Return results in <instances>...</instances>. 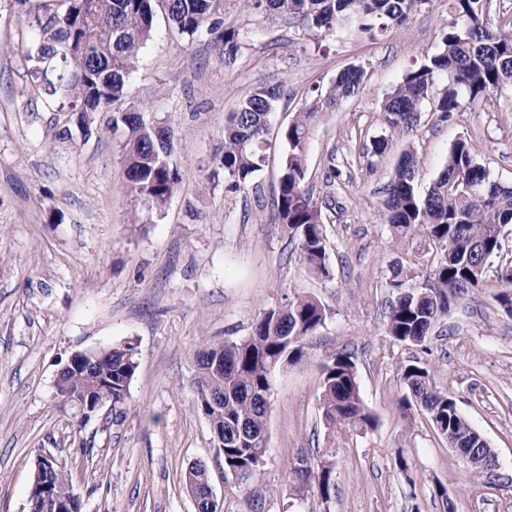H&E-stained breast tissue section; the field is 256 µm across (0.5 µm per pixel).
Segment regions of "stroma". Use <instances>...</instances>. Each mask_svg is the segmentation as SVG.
<instances>
[{
    "label": "stroma",
    "instance_id": "obj_1",
    "mask_svg": "<svg viewBox=\"0 0 512 512\" xmlns=\"http://www.w3.org/2000/svg\"><path fill=\"white\" fill-rule=\"evenodd\" d=\"M47 2L0 0V512H27L34 460L45 450L68 470L82 512H195L183 486L195 460L206 462L223 512H444L448 499L455 512H512V317L494 300L495 271L453 306L427 349L385 333L393 272L418 290L435 261L424 237L397 242L381 220L403 150L418 154L422 191L460 138L477 145L495 180L512 185L508 92L445 122L423 112L412 138L388 136L382 156L366 154L385 134L386 93L435 51L453 16L448 0H429L404 26L317 33L227 0L224 22L241 38L229 66L210 35H182L156 13L120 107L145 109L172 131L169 162L181 181L160 210L130 194L111 113L82 124L65 95L33 93L24 60L32 32L21 13ZM350 66L365 71L361 90L308 140L306 186L329 239L330 275L321 278L272 221L280 132L314 88ZM278 81L256 186L231 190L219 165L224 123L256 84ZM64 128L70 135L58 140ZM299 295L318 298L329 317L301 360L276 369L265 463L239 484L225 475L210 426L193 408V354L205 341L245 338L264 309ZM124 343L138 367L122 422L102 412L76 426L52 400L58 371L73 353ZM340 353L357 367L375 427L322 420L323 367ZM415 361L494 448L492 479L476 475L425 415L401 414V369ZM301 453L334 462L330 500L298 491L292 469Z\"/></svg>",
    "mask_w": 512,
    "mask_h": 512
}]
</instances>
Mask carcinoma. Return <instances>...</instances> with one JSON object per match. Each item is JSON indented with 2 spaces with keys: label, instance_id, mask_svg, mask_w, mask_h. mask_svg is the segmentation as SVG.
Wrapping results in <instances>:
<instances>
[{
  "label": "carcinoma",
  "instance_id": "1",
  "mask_svg": "<svg viewBox=\"0 0 512 512\" xmlns=\"http://www.w3.org/2000/svg\"><path fill=\"white\" fill-rule=\"evenodd\" d=\"M161 6L178 31L189 37L207 32L218 57L236 61L239 31L222 28L225 0H62L54 11L27 14L25 25L37 33L26 47L30 85L53 96L54 83L44 80L48 69L60 70L73 111L86 115L111 108L126 97L132 64L153 31L155 4ZM253 15L278 10L304 30L327 31L341 23L371 21L406 24L428 0H239ZM482 0H451L456 20L440 34L437 50L410 69L386 94L382 111L389 131L417 130L425 105L444 122L454 112L475 109L491 96L512 89V27L497 28L483 12ZM445 79L438 87L437 81ZM364 70L352 66L324 90H315L305 107L281 132L285 145L278 189L272 209L288 241L296 244L307 270L329 276L328 236L321 208L306 189L305 156L313 127L359 92ZM282 84L261 83L251 89L224 126V152L219 162L231 188L246 189L261 170L268 145L269 115L281 97ZM125 134L124 162L130 192L161 209L174 195L181 176L169 164L171 130L135 110L112 116V129ZM419 157L413 145L402 152L381 203L382 216L393 239L403 242L421 234L436 250L426 287L407 293L402 282L386 312V332L395 341L425 347L437 322L448 319L454 301L480 286L491 260L501 255L502 233L512 224V187L494 180L478 162V151L467 139L451 145L444 168L425 194L416 182ZM502 291L494 296L512 306V261L496 267ZM328 311L312 296L284 298L267 309L239 341L205 345L194 356L193 409L203 412L210 399L218 407L210 421L224 431L219 457L230 475L253 463L252 455L267 447V414L271 371L304 356V349ZM99 371L112 378V420L123 418L137 363L135 348L112 347ZM404 386L399 405L423 412L448 441L476 447L480 433L460 412L453 396L437 386L427 367L402 368ZM320 409L331 425L374 427L364 404L355 363L347 354L331 358L322 373ZM38 478L48 481L60 498L74 496L67 470L55 456L44 460ZM332 464L317 463V495L327 501L335 494Z\"/></svg>",
  "mask_w": 512,
  "mask_h": 512
}]
</instances>
